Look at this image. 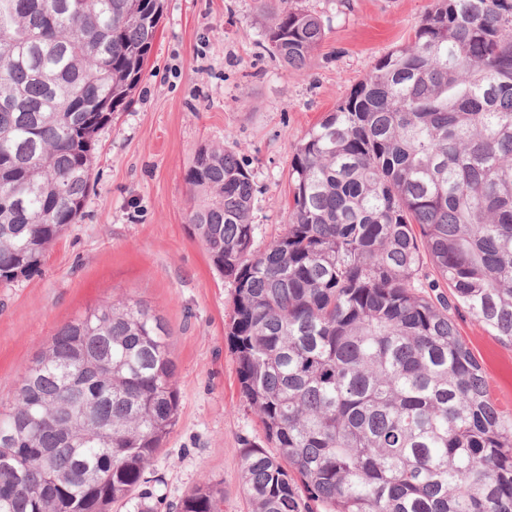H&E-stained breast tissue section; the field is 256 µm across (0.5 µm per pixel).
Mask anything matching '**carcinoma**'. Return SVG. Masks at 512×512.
<instances>
[{"mask_svg":"<svg viewBox=\"0 0 512 512\" xmlns=\"http://www.w3.org/2000/svg\"><path fill=\"white\" fill-rule=\"evenodd\" d=\"M260 5L266 49L306 69L323 20ZM163 8L0 0V284L38 270L82 214L97 135L130 103ZM183 180L186 222L234 288L242 396L277 449L240 450L249 512H512V418L450 314L512 346V0H435L300 139L264 249L233 152L200 146ZM175 370L141 301L59 327L0 412V512L136 498L177 423ZM223 505L209 481L174 512Z\"/></svg>","mask_w":512,"mask_h":512,"instance_id":"carcinoma-1","label":"carcinoma"}]
</instances>
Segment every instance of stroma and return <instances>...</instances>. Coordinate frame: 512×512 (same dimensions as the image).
Returning <instances> with one entry per match:
<instances>
[{
  "label": "stroma",
  "instance_id": "stroma-1",
  "mask_svg": "<svg viewBox=\"0 0 512 512\" xmlns=\"http://www.w3.org/2000/svg\"><path fill=\"white\" fill-rule=\"evenodd\" d=\"M434 0H299L326 36L301 72L262 48L255 0H165L131 104L100 131L81 216L41 269L0 284V411L56 329L109 299L146 303L172 333L177 424L147 471L154 512L205 481L224 512H248L244 444L266 447L242 398L226 336L233 287L186 222L183 174L196 150L221 144L251 170L255 248L280 233L288 177L304 133L388 52L408 44ZM498 408L512 415V346L466 311L454 314Z\"/></svg>",
  "mask_w": 512,
  "mask_h": 512
}]
</instances>
